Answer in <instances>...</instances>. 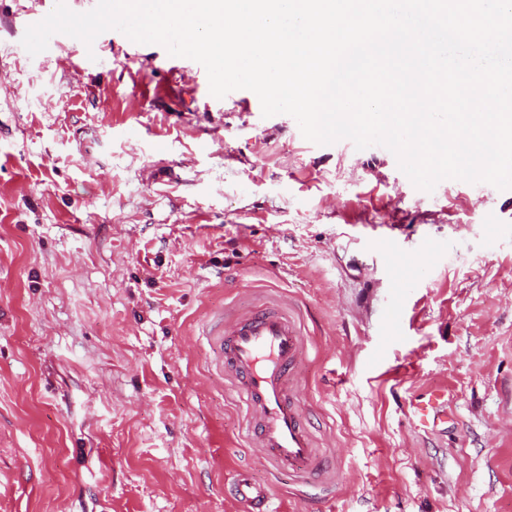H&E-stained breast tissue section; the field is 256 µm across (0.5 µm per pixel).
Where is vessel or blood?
<instances>
[{"label": "vessel or blood", "mask_w": 512, "mask_h": 512, "mask_svg": "<svg viewBox=\"0 0 512 512\" xmlns=\"http://www.w3.org/2000/svg\"><path fill=\"white\" fill-rule=\"evenodd\" d=\"M218 342L224 368L246 406L250 447L277 469H298L305 481L318 480L316 440L301 419L296 383L304 357L298 317L259 296L245 314L225 316ZM444 397V391H437L417 407L421 426L447 421ZM232 487L245 512H279L269 487L244 476L233 477Z\"/></svg>", "instance_id": "obj_1"}]
</instances>
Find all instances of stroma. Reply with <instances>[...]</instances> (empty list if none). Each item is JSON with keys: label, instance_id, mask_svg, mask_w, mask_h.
I'll return each instance as SVG.
<instances>
[{"label": "stroma", "instance_id": "35a3bbf8", "mask_svg": "<svg viewBox=\"0 0 512 512\" xmlns=\"http://www.w3.org/2000/svg\"><path fill=\"white\" fill-rule=\"evenodd\" d=\"M53 6L0 0V512H241L236 471L282 512H512V189L418 190L116 30L29 55ZM258 294L301 319L328 480L242 440L209 330ZM447 392L443 390L431 394L428 402L423 406H416V416L418 423L423 427L429 425L436 426L438 423L448 419V403L444 407H439L440 402L445 398Z\"/></svg>", "mask_w": 512, "mask_h": 512}]
</instances>
